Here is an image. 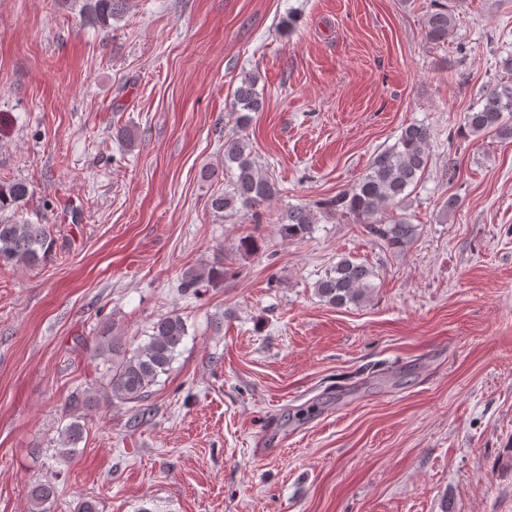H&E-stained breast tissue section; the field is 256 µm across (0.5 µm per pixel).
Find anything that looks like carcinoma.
Returning <instances> with one entry per match:
<instances>
[{
	"label": "carcinoma",
	"instance_id": "obj_1",
	"mask_svg": "<svg viewBox=\"0 0 512 512\" xmlns=\"http://www.w3.org/2000/svg\"><path fill=\"white\" fill-rule=\"evenodd\" d=\"M433 2L435 8L426 14L424 27L428 39L439 42L456 25V18L448 11V5L440 0ZM81 3L83 19L105 26L120 12L124 0H81ZM256 83L257 77L250 76L236 92L243 128L249 121V113L262 108ZM506 112L512 114V85L502 84L485 98L480 109L465 113L463 131L471 135L496 133L512 137V124L504 118ZM430 139L427 126H406L391 148L373 158L368 174L355 188L322 203L323 209L339 211L354 223L365 225L367 232L388 249H406L413 241L416 225L395 211L400 208L406 190L418 183L427 167ZM224 169L232 173V179L223 192L211 196L212 213L241 207L252 212L253 219H258V208L278 193V185L258 170L245 136L237 134L224 140ZM30 194V184L25 180L0 182V263L36 266L52 248L50 225L36 224L23 216ZM389 210L394 215H387ZM318 221L317 212L311 207L290 206L279 218V231L285 239L301 240ZM376 276L373 267L345 256L315 283V294L322 302L336 308L361 304L372 294ZM222 278L224 270L221 268L189 266L181 273L179 287L193 295ZM185 336L186 321L178 313L153 322L147 341L134 350L127 346L126 337L115 329L103 330L91 348V357L103 361V386L98 390L78 391L69 398L75 415L62 430L59 455L66 457L76 452L85 432L81 419L100 402L142 401L158 378L171 370ZM55 498L52 484H35L30 490V512H50Z\"/></svg>",
	"mask_w": 512,
	"mask_h": 512
}]
</instances>
